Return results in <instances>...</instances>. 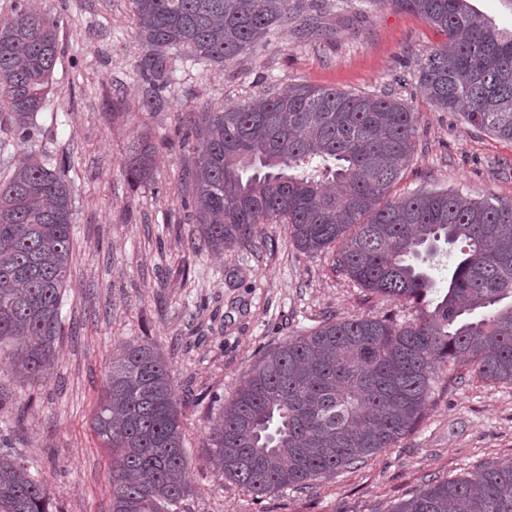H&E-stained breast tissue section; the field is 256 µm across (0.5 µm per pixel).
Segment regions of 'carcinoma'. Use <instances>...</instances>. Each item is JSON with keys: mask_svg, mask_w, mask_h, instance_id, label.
Returning a JSON list of instances; mask_svg holds the SVG:
<instances>
[{"mask_svg": "<svg viewBox=\"0 0 512 512\" xmlns=\"http://www.w3.org/2000/svg\"><path fill=\"white\" fill-rule=\"evenodd\" d=\"M142 45L139 77L158 107L174 78L170 49L221 65L298 23L332 30L307 0H131ZM445 33L421 65L436 108L512 141V31L468 0H387ZM58 20L14 0L0 18V108L10 131L30 136L60 52ZM198 138L189 183L199 225L195 250L245 246L262 224H284L303 253L331 251L340 271L372 294L420 312L327 321L265 353L209 432L205 448L224 479L255 496L306 488L363 465L420 421L435 384L457 364L512 385V199L467 201L448 190L390 197L414 152V113L389 97L299 84L222 112H188ZM69 159L26 155L0 179V346L22 383L50 375L72 261ZM132 178L153 175L145 147ZM464 243L435 305L417 265L438 244ZM112 450V512H176L189 496L179 412L168 365L147 341L112 356L94 416ZM45 482L0 461V512H50ZM512 512V459L431 480L393 512Z\"/></svg>", "mask_w": 512, "mask_h": 512, "instance_id": "carcinoma-1", "label": "carcinoma"}]
</instances>
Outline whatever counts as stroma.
I'll use <instances>...</instances> for the list:
<instances>
[{
	"mask_svg": "<svg viewBox=\"0 0 512 512\" xmlns=\"http://www.w3.org/2000/svg\"><path fill=\"white\" fill-rule=\"evenodd\" d=\"M331 40L295 25L226 64L177 67L165 104L148 106L143 46L130 0H29L59 21L61 53L30 138L9 155L67 156L73 261L60 308L63 335L47 381L20 386L0 364V437L48 485L55 512H112V452L93 418L112 349L146 341L168 362L179 402L190 494L186 512H392L430 478L512 458V385L448 376L416 429L363 466L255 497L224 480L202 452L216 411L267 351L328 320H412L414 307L364 292L332 254L299 252L282 224L249 246L200 252L184 173L194 140L183 115L218 112L297 83L388 96L417 117L413 156L392 196L450 189L512 199V141L434 107L419 68L446 35L385 0H318ZM153 146L154 177L122 162Z\"/></svg>",
	"mask_w": 512,
	"mask_h": 512,
	"instance_id": "stroma-1",
	"label": "stroma"
}]
</instances>
